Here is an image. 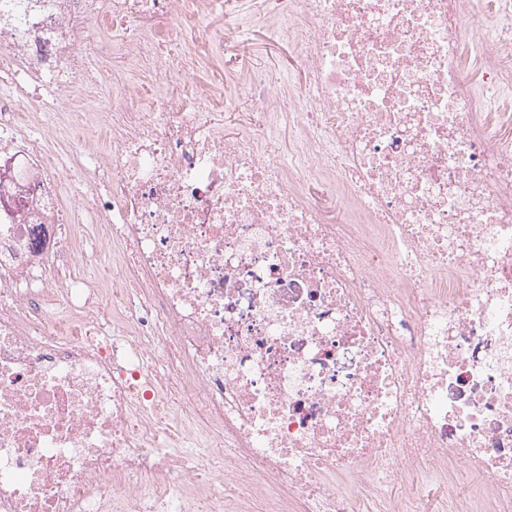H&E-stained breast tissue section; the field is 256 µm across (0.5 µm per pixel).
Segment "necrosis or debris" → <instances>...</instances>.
<instances>
[{"mask_svg":"<svg viewBox=\"0 0 512 512\" xmlns=\"http://www.w3.org/2000/svg\"><path fill=\"white\" fill-rule=\"evenodd\" d=\"M224 4L0 0V512H512V0H252L262 137ZM252 0H235V19L247 33L245 50L246 64L250 70L263 71L276 77L287 78L292 75L299 77V73L290 66L293 49L288 45L272 46L268 44L262 33L250 25V12ZM205 62L204 74L210 77L215 76L221 78L224 81L226 92L229 95L233 93L234 86L238 79L245 75L244 71H234L236 64L233 65L232 62L225 60V51L223 58L216 52L210 53Z\"/></svg>","mask_w":512,"mask_h":512,"instance_id":"obj_1","label":"necrosis or debris"}]
</instances>
